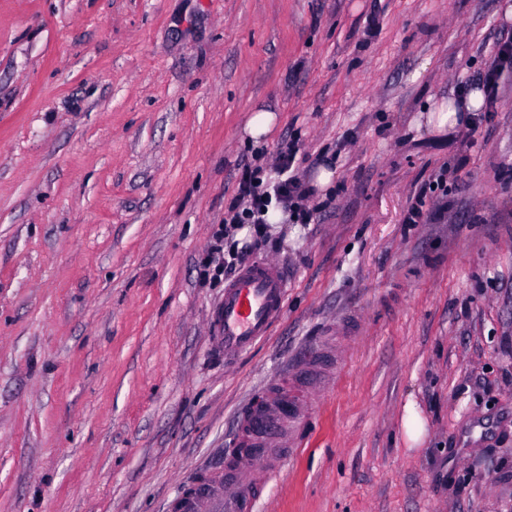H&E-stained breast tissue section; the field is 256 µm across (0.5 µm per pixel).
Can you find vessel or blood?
Listing matches in <instances>:
<instances>
[{
  "label": "vessel or blood",
  "mask_w": 512,
  "mask_h": 512,
  "mask_svg": "<svg viewBox=\"0 0 512 512\" xmlns=\"http://www.w3.org/2000/svg\"><path fill=\"white\" fill-rule=\"evenodd\" d=\"M288 271L267 260L246 262L224 288L221 341L225 357L237 356L268 335L285 308ZM307 405L293 384L272 386L267 397L238 417L234 447L222 475L197 481L177 512H258L268 481L277 476L293 447L290 428Z\"/></svg>",
  "instance_id": "obj_1"
}]
</instances>
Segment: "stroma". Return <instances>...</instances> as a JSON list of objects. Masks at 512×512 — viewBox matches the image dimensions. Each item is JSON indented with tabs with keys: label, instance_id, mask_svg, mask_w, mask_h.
I'll use <instances>...</instances> for the list:
<instances>
[{
	"label": "stroma",
	"instance_id": "obj_1",
	"mask_svg": "<svg viewBox=\"0 0 512 512\" xmlns=\"http://www.w3.org/2000/svg\"><path fill=\"white\" fill-rule=\"evenodd\" d=\"M505 2L0 0V512H171L324 347L259 512H512V72L478 130L425 114ZM288 141L335 181L270 225L286 307L228 364L209 249L239 163L269 179ZM277 122L278 116L276 112L258 109L250 115L244 128V133L249 140L259 142L272 132ZM402 426L406 439L412 446H417L422 442L426 434L425 422L415 411L412 404L406 407Z\"/></svg>",
	"mask_w": 512,
	"mask_h": 512
}]
</instances>
